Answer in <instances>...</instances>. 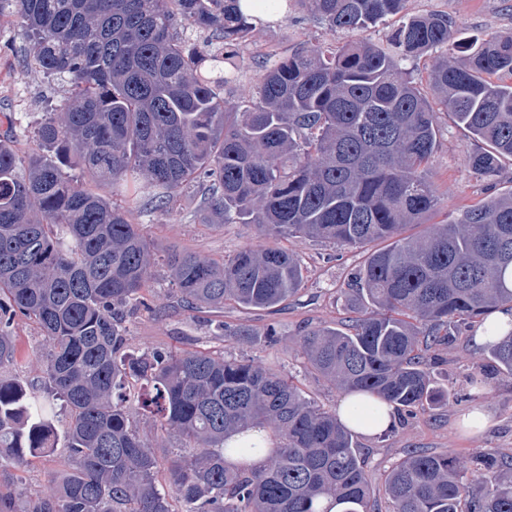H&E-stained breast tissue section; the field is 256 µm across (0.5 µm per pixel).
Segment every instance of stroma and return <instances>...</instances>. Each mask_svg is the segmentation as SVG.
I'll return each instance as SVG.
<instances>
[{"label": "stroma", "instance_id": "stroma-1", "mask_svg": "<svg viewBox=\"0 0 512 512\" xmlns=\"http://www.w3.org/2000/svg\"><path fill=\"white\" fill-rule=\"evenodd\" d=\"M406 11L411 15H448L456 23L455 36L459 39L512 35V0H408ZM399 23V17L391 16L365 30H334L305 12L293 11L288 22L257 28L253 38L239 50L232 61L239 74L233 86L234 95L241 99L253 95L260 75L259 56L265 51L299 42L334 46L362 38L380 41ZM21 45L17 22L0 21V113H10L15 122L16 146L27 153L37 150L35 127L44 112L59 105L65 85L31 69L20 51ZM438 140L439 147L428 163L427 174L441 203L438 212L428 216V223H445L465 206L512 190V162H504L495 181L477 177L466 161V131L444 113L439 116ZM202 200L200 189L194 187L164 213L134 206L132 219L143 226L158 246L175 244L208 259L221 260L244 246L262 245L255 225L200 223ZM277 244L293 253L304 270L306 282L298 295L274 309H249L229 302L219 313L190 310L181 304L165 267L161 266L144 293L145 306L126 312L131 349L205 350L227 358H249L292 375L307 398L325 409L337 410L342 390L307 369L295 336L304 326L337 327L346 319L348 312L340 290L362 263L363 253L307 238H281ZM269 323L278 324L282 333L273 347H253L223 333L227 326L261 327ZM14 329L26 357L15 368L0 374L30 387H41L42 357L50 345L29 319H16ZM471 338V332L465 331L452 345L435 349L439 362L432 377L437 386L450 392L447 403L414 418L397 417L389 437L357 436L365 464L376 476H384L411 449L451 453L464 461L489 449L512 455V377L495 371L487 359L486 348L474 346ZM473 376L485 381L483 389L476 393L468 385ZM477 404L483 406L489 423L484 430L471 434L463 430L461 418ZM60 461V456L53 454L20 466L0 468V489H20L29 496L49 492Z\"/></svg>", "mask_w": 512, "mask_h": 512}]
</instances>
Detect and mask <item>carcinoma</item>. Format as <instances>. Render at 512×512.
Listing matches in <instances>:
<instances>
[{
    "label": "carcinoma",
    "instance_id": "1",
    "mask_svg": "<svg viewBox=\"0 0 512 512\" xmlns=\"http://www.w3.org/2000/svg\"><path fill=\"white\" fill-rule=\"evenodd\" d=\"M294 1L334 29L366 28L406 2L266 0L269 14L288 19ZM238 3L0 0L35 69L67 84L61 111L35 128L38 151L20 155L13 126L0 132V371L22 359L16 317L51 345L41 389L0 377V466L59 448L66 464L51 494L22 507L0 492V512H375L351 430L291 377L251 359L129 348L124 310L156 261L192 309H269L302 289L298 260L272 246L222 262L160 252L130 202L166 212L199 185L204 224L380 244L342 291L352 330L305 327L295 343L329 382L411 415L449 398L426 352L512 309V191L406 233L440 203L427 174L438 113L467 131L478 177L512 160V84L497 80L512 75V36L453 41L448 15L411 16L382 42L274 50L255 94L235 101L224 64L259 25ZM433 52L425 92L407 65ZM74 160L96 185L125 187L127 204L65 172ZM224 335L270 347L281 331ZM488 355L512 376V329ZM137 386L141 408L193 447L171 453L163 475L130 411ZM256 454L258 467L232 462ZM382 492L390 512H512V456L410 450Z\"/></svg>",
    "mask_w": 512,
    "mask_h": 512
}]
</instances>
